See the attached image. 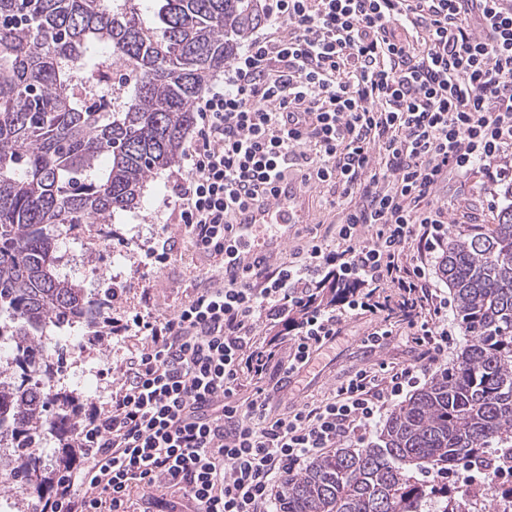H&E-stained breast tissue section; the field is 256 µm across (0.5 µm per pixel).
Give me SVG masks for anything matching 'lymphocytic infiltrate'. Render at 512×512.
I'll use <instances>...</instances> for the list:
<instances>
[{
  "label": "lymphocytic infiltrate",
  "instance_id": "f902f5d3",
  "mask_svg": "<svg viewBox=\"0 0 512 512\" xmlns=\"http://www.w3.org/2000/svg\"><path fill=\"white\" fill-rule=\"evenodd\" d=\"M267 23L196 104L178 222L195 250L223 254L236 214L304 168L338 188L336 237L312 239L295 261L256 260L173 316L105 318L141 348L77 424L82 455L36 512H130L140 486L177 493L192 512H279L286 477L365 444L454 343L430 265L448 213L430 199L477 170L487 192L512 181V5L269 0ZM325 282L347 296L316 303ZM351 316L376 318L366 346L405 333L417 357L358 369L320 404L276 413L275 383L311 368ZM265 322L288 344L261 339Z\"/></svg>",
  "mask_w": 512,
  "mask_h": 512
}]
</instances>
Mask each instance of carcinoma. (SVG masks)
<instances>
[{
    "mask_svg": "<svg viewBox=\"0 0 512 512\" xmlns=\"http://www.w3.org/2000/svg\"><path fill=\"white\" fill-rule=\"evenodd\" d=\"M261 0H0V463L35 509L52 489L42 442L66 434L79 398L54 392V327L97 324L92 298L59 273V228L138 208L174 166L195 104ZM125 69L112 104V58ZM438 273L465 331L453 367L390 413L377 442L338 448L288 477L285 512H460L464 490L433 483L464 461L512 459V204L495 224H452Z\"/></svg>",
    "mask_w": 512,
    "mask_h": 512,
    "instance_id": "obj_1",
    "label": "carcinoma"
}]
</instances>
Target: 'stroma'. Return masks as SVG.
Returning a JSON list of instances; mask_svg holds the SVG:
<instances>
[{"mask_svg": "<svg viewBox=\"0 0 512 512\" xmlns=\"http://www.w3.org/2000/svg\"><path fill=\"white\" fill-rule=\"evenodd\" d=\"M185 172L186 163L181 160L156 173L147 184L140 208L114 213L109 237L91 238L84 225L62 227L65 244L61 250V272L92 295L117 290L110 316H171L204 287L207 276L223 269V257L196 251L175 222L177 197L173 184ZM292 178L302 183L310 221L297 225L292 237L280 248L276 256L280 263L291 261L294 252L308 245L312 237L335 236L341 220L338 210L327 203L334 192L331 185L302 181L297 171ZM484 180L483 174L475 173L466 180L441 187L431 204L448 206L450 220L458 224L496 223L501 209L512 204V196L503 184L497 186L496 197L480 194L478 188ZM162 236L170 240V260L147 268L140 266L142 249ZM373 325V320L366 316L348 318L332 348L318 357L315 368L279 392V412L327 398L357 369L415 358L416 347L407 336L391 338L375 350L366 349L363 339ZM50 337L52 346L63 353V365L56 376L57 388L80 393L87 407L109 398L113 375L119 373L122 364L140 345L138 338L129 337L116 351L111 342L99 341L81 326L52 330Z\"/></svg>", "mask_w": 512, "mask_h": 512, "instance_id": "stroma-1", "label": "stroma"}]
</instances>
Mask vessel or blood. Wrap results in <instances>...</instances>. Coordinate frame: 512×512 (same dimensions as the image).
<instances>
[{
    "label": "vessel or blood",
    "mask_w": 512,
    "mask_h": 512,
    "mask_svg": "<svg viewBox=\"0 0 512 512\" xmlns=\"http://www.w3.org/2000/svg\"><path fill=\"white\" fill-rule=\"evenodd\" d=\"M307 221L296 188L278 190L274 200L254 212H244L231 232L224 235V273H240L255 257L274 256L287 242L294 225Z\"/></svg>",
    "instance_id": "obj_1"
}]
</instances>
